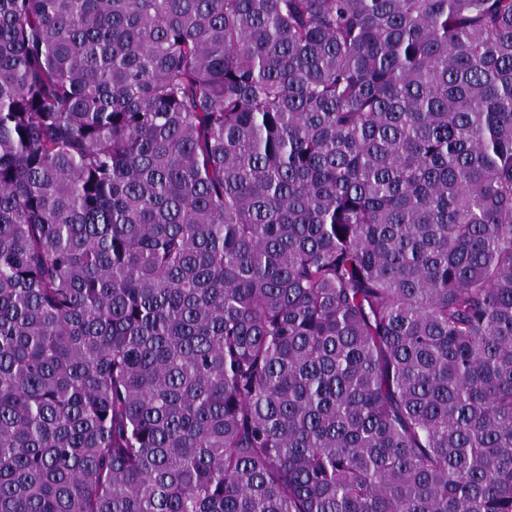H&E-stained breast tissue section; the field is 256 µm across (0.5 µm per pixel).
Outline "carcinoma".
<instances>
[{"label": "carcinoma", "mask_w": 512, "mask_h": 512, "mask_svg": "<svg viewBox=\"0 0 512 512\" xmlns=\"http://www.w3.org/2000/svg\"><path fill=\"white\" fill-rule=\"evenodd\" d=\"M0 512H512V0H0Z\"/></svg>", "instance_id": "obj_1"}]
</instances>
